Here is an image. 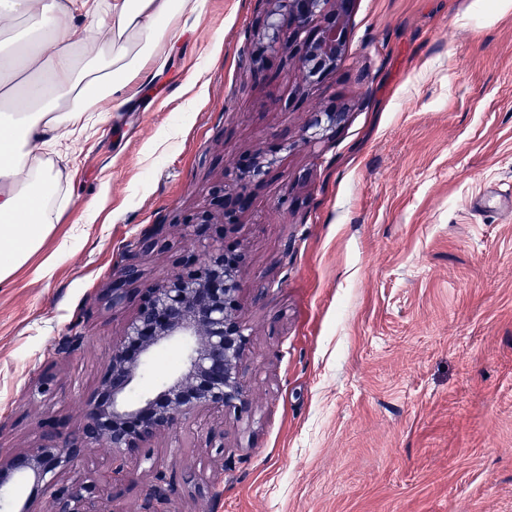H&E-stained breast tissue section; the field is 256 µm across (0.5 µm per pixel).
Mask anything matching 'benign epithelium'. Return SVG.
Listing matches in <instances>:
<instances>
[{
  "instance_id": "benign-epithelium-1",
  "label": "benign epithelium",
  "mask_w": 512,
  "mask_h": 512,
  "mask_svg": "<svg viewBox=\"0 0 512 512\" xmlns=\"http://www.w3.org/2000/svg\"><path fill=\"white\" fill-rule=\"evenodd\" d=\"M266 9L250 54L286 53L298 58L310 78L336 69L345 47L346 17L353 0H264ZM341 112H314L303 130L312 144L336 127ZM275 160L260 156L233 172L237 189L213 193V206L223 223L233 224L237 212L250 204L249 185L264 177ZM205 257L167 280L143 288L135 314L122 335L112 341L93 404L81 426L65 433L53 419H44L41 443L31 453L0 452V512H13L10 482L14 476L33 480L53 505V512H112V498L100 503L96 488L81 480L64 482L62 473L90 448L106 445L115 460L133 455L150 438L196 413L216 417L249 409L242 379V358L248 327L239 314L241 258L217 241L200 239ZM143 272L132 262L117 268L106 304L117 309L142 282ZM173 342L183 354L172 374L148 395L131 393L145 376L155 354Z\"/></svg>"
}]
</instances>
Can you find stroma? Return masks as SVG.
Segmentation results:
<instances>
[{
    "label": "stroma",
    "instance_id": "1",
    "mask_svg": "<svg viewBox=\"0 0 512 512\" xmlns=\"http://www.w3.org/2000/svg\"><path fill=\"white\" fill-rule=\"evenodd\" d=\"M263 9L175 16L154 84L121 111L98 103L56 162L70 205L0 284V449L36 447L50 415L79 427L140 300L106 307L114 268L157 231L164 247L136 258L147 282L181 270L198 255L182 219L273 153L237 226L206 229L243 256L250 409L152 438L114 512H143L157 484L169 512H512V212L476 207L512 189V8L354 0L343 58L315 81L293 60L255 72ZM334 110L305 143L311 114ZM74 334L83 346L58 353ZM343 112H315L303 130V138L312 144L321 142L327 131L336 127Z\"/></svg>",
    "mask_w": 512,
    "mask_h": 512
}]
</instances>
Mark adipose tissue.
Here are the masks:
<instances>
[{
    "mask_svg": "<svg viewBox=\"0 0 512 512\" xmlns=\"http://www.w3.org/2000/svg\"><path fill=\"white\" fill-rule=\"evenodd\" d=\"M199 0H0V17L28 27L0 38V283L9 280L50 234L69 204L50 158L69 161L93 120L84 101L99 93L113 109L132 83L151 81L166 60L159 43L180 39L169 23L197 12ZM98 28L81 35L75 22Z\"/></svg>",
    "mask_w": 512,
    "mask_h": 512,
    "instance_id": "ef3b65f1",
    "label": "adipose tissue"
}]
</instances>
